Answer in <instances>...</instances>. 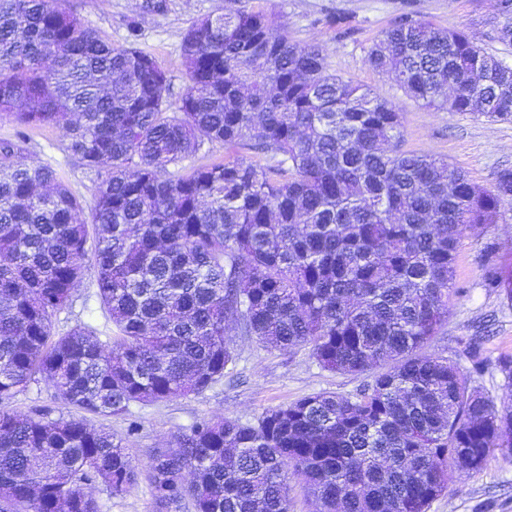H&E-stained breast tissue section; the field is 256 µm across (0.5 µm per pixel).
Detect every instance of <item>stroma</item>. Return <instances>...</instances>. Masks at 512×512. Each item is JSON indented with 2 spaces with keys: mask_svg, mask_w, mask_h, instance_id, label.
Listing matches in <instances>:
<instances>
[{
  "mask_svg": "<svg viewBox=\"0 0 512 512\" xmlns=\"http://www.w3.org/2000/svg\"><path fill=\"white\" fill-rule=\"evenodd\" d=\"M67 6L84 27L105 35L113 46L132 44L154 56L177 95L188 87L182 41L195 21L238 8L275 17L290 41L322 48L329 72L372 90L400 112L403 149L445 159L483 188L492 187L502 170H512V122L425 107L368 61L373 40L399 18L411 17L464 31L484 52L512 65V41L500 38L508 19L498 0H164L158 11L146 9L144 0H68ZM340 17L345 20L341 26L336 23ZM3 141L20 142L25 160L51 167L85 211H92L98 179L66 151L59 128L25 127L3 115ZM496 269L512 270V199L502 203L497 223L463 230L455 259L457 291L428 351L466 370L482 360L475 385L506 408L512 406V387L499 363L512 358V300L488 287L487 277ZM50 320L58 336L79 325L102 339L111 335L113 325L96 296L93 260H86L71 302ZM231 339L238 354L234 371L204 393L134 406L126 415L91 416L92 424L123 438L126 455L141 473L138 484L120 497L100 483L89 484L98 512H157L149 480L152 451L170 445L174 434L189 432L200 420L228 416L253 423L265 411L314 392L355 394L370 378L366 372L324 370L304 348L267 349L237 331ZM133 422L138 430L131 435L127 429ZM428 512H512V461L495 454L478 471L449 472L447 492L431 502Z\"/></svg>",
  "mask_w": 512,
  "mask_h": 512,
  "instance_id": "1",
  "label": "stroma"
}]
</instances>
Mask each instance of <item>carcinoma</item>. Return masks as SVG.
Masks as SVG:
<instances>
[{
  "mask_svg": "<svg viewBox=\"0 0 512 512\" xmlns=\"http://www.w3.org/2000/svg\"><path fill=\"white\" fill-rule=\"evenodd\" d=\"M182 49L189 85L175 98L151 55L57 0H0V112L56 125L86 169L108 166L88 225L50 167L0 143V512H98L85 484L119 496L139 479L111 432L2 404L40 381L104 416L201 394L236 363L231 321L328 371H385L253 424L196 423L154 449L157 502L290 512L291 474L319 512H427L448 471L511 457L512 409L474 386L482 362L464 371L423 350L448 317L460 232L497 223L512 170L485 190L401 149L400 113L267 15L203 18ZM368 58L426 107L512 121V67L461 32L405 17ZM248 139L277 164L229 156L167 175L206 142ZM90 225L106 341L82 326L55 336L50 321L79 283Z\"/></svg>",
  "mask_w": 512,
  "mask_h": 512,
  "instance_id": "carcinoma-1",
  "label": "carcinoma"
}]
</instances>
